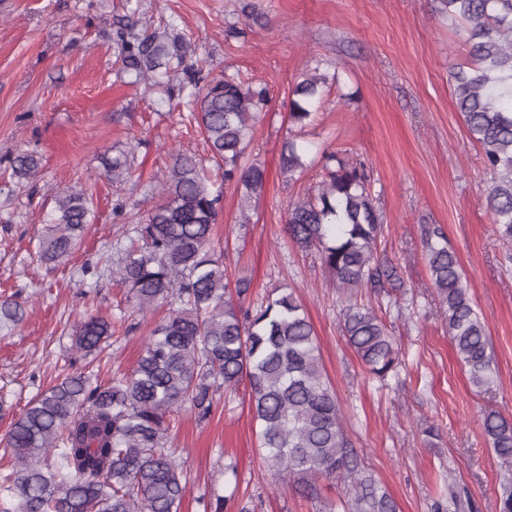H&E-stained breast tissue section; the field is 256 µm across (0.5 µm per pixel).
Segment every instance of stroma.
Segmentation results:
<instances>
[{
	"mask_svg": "<svg viewBox=\"0 0 512 512\" xmlns=\"http://www.w3.org/2000/svg\"><path fill=\"white\" fill-rule=\"evenodd\" d=\"M440 0H0V292L22 290L26 314L0 325V391L14 411L58 380L74 327L92 314L116 316L121 290L88 261L110 257L123 225L112 208L147 211L170 153L209 157L187 120L181 96L131 83L117 59L116 22L140 33L184 38L190 58L269 92L250 154L267 182L240 221V192L221 172L210 177L222 199L213 229L229 279L250 282L252 306L290 287L312 323L326 377L344 414L360 468L396 501L399 512H499L500 484L512 459L499 457L482 420L512 421V244L494 230L484 203L491 175L452 97L450 72L468 47L440 11ZM329 75L304 127L288 120L292 87L311 69ZM305 168L281 169L289 140ZM136 143L133 181L115 185L102 157ZM23 150L40 159L19 182L9 161ZM336 152L370 167L382 211L379 244L405 286L380 295L362 288L358 303L384 317L400 364L378 380L349 347L340 291L316 249L288 238L290 202L317 192L323 155ZM92 192L96 218L67 266L38 264L31 251L56 194ZM442 228L459 260L489 337L494 381L475 387L453 348L433 288L423 227ZM158 315L131 314L96 359L101 378L132 370ZM170 445L188 481L181 512H202L199 497L224 496V512H343L339 481L318 479L315 494L279 481L262 462L246 387L220 392L208 421L189 406L175 415Z\"/></svg>",
	"mask_w": 512,
	"mask_h": 512,
	"instance_id": "stroma-1",
	"label": "stroma"
}]
</instances>
